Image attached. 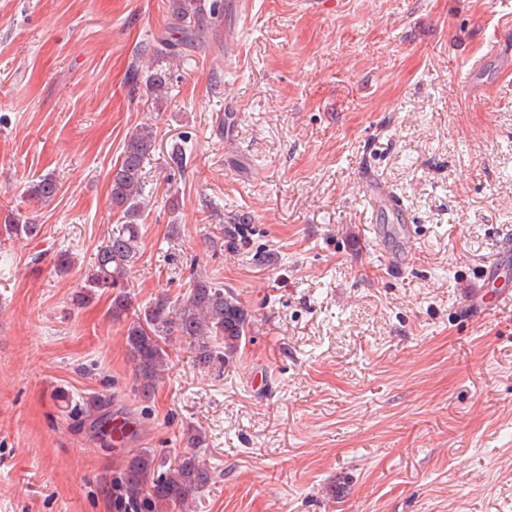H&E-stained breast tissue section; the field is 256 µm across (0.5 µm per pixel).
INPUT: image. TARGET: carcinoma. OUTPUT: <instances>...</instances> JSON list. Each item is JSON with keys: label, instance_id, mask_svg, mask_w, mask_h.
Instances as JSON below:
<instances>
[{"label": "carcinoma", "instance_id": "carcinoma-1", "mask_svg": "<svg viewBox=\"0 0 512 512\" xmlns=\"http://www.w3.org/2000/svg\"><path fill=\"white\" fill-rule=\"evenodd\" d=\"M218 0H167L169 22L155 38L156 52L172 61L181 48L205 42V18H215ZM171 70L147 71L144 89L147 99L157 107L168 98ZM156 134L149 125L135 129L125 139L121 161L112 170L110 198L112 210L121 222L115 225L97 254L95 266L86 274L81 291L73 296L76 305L90 297L118 287L140 253V220L144 202L143 168L155 150ZM56 180L45 175L27 186L26 195L42 202L54 198ZM0 230L9 237H33L37 224L8 222ZM127 292L112 295L109 314L114 322L126 323L125 341L134 365L136 391L142 401L152 398L156 383L169 370L168 347L173 339L188 336L193 340L192 362L202 368L224 366L233 357L255 322L254 311L246 307L232 288L224 289L213 279L199 274L190 281L189 292L181 300L160 293L138 309H131ZM120 479L112 484L117 504L115 512H170L185 506L189 499L211 483L212 474L194 455L170 461L151 451H139L124 460L118 469Z\"/></svg>", "mask_w": 512, "mask_h": 512}]
</instances>
